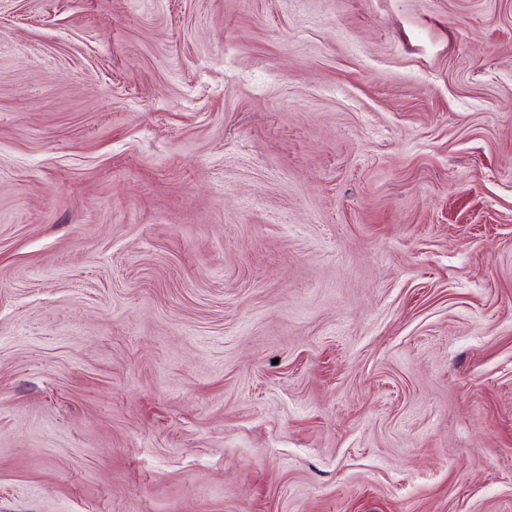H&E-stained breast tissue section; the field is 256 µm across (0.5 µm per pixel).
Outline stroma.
Segmentation results:
<instances>
[{
    "instance_id": "stroma-1",
    "label": "stroma",
    "mask_w": 512,
    "mask_h": 512,
    "mask_svg": "<svg viewBox=\"0 0 512 512\" xmlns=\"http://www.w3.org/2000/svg\"><path fill=\"white\" fill-rule=\"evenodd\" d=\"M0 512H512V0H0Z\"/></svg>"
}]
</instances>
